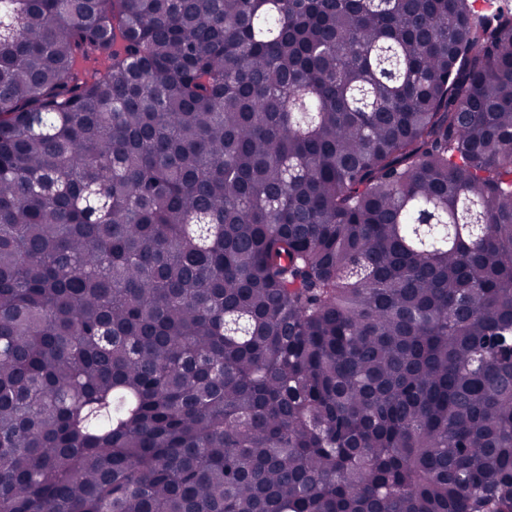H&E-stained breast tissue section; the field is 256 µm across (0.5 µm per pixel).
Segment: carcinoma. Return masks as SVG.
<instances>
[{"label": "carcinoma", "instance_id": "carcinoma-1", "mask_svg": "<svg viewBox=\"0 0 512 512\" xmlns=\"http://www.w3.org/2000/svg\"><path fill=\"white\" fill-rule=\"evenodd\" d=\"M0 512H512V0H0Z\"/></svg>", "mask_w": 512, "mask_h": 512}]
</instances>
